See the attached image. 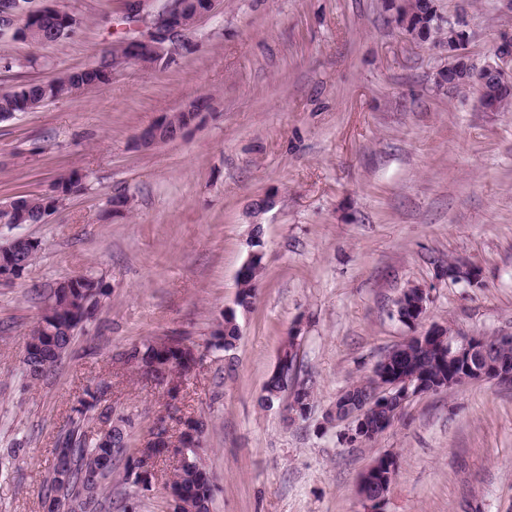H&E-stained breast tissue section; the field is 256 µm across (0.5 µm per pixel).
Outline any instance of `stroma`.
<instances>
[{"instance_id": "stroma-1", "label": "stroma", "mask_w": 512, "mask_h": 512, "mask_svg": "<svg viewBox=\"0 0 512 512\" xmlns=\"http://www.w3.org/2000/svg\"><path fill=\"white\" fill-rule=\"evenodd\" d=\"M481 69L507 0H434ZM77 21L59 43L0 35V92L92 64L115 37L124 0H58ZM393 0H218L161 69L131 63L82 94L0 121V203L52 193L59 174L87 188L39 224H0V246L26 235L32 264L0 285V512H42L52 448L85 391L125 417L127 458L157 417L204 424L211 512H363L358 483L399 459L384 512H512V388L473 382L409 401L375 441L348 446L326 415L411 335L392 317L400 293L428 289L425 325L512 334V112H485L479 88L448 85V47L394 22ZM207 102L183 138L144 150L138 132L182 103ZM259 217L264 270L229 352L211 332L233 305ZM132 207L112 212V198ZM478 266L448 280L449 258ZM90 274L108 295L39 381L24 342L60 281ZM300 326L298 380L315 383L306 416L258 399L289 329ZM200 354L178 398L122 362L157 336ZM124 461L106 497L129 512H171V458L130 496Z\"/></svg>"}]
</instances>
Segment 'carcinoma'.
<instances>
[{
	"label": "carcinoma",
	"instance_id": "1",
	"mask_svg": "<svg viewBox=\"0 0 512 512\" xmlns=\"http://www.w3.org/2000/svg\"><path fill=\"white\" fill-rule=\"evenodd\" d=\"M416 13L414 23L421 29H429L436 14L433 0H415ZM23 39L33 45H48L61 40L54 35V28L41 24L37 27L30 23L24 24ZM125 57L121 45L111 43L100 57L99 68L87 72L80 80L91 85L106 81L112 76V63L119 62ZM73 77L57 78L47 83L26 85V89L17 92L0 93V120H6L20 111L19 99H29L33 102L45 99H59L72 94ZM84 189L81 176L69 173L60 176L55 184L59 199ZM45 207V196L30 195L26 202V216L23 223L36 221L42 215ZM37 251L30 248L29 242L20 240L15 246L14 256L20 264V271H25L34 260ZM263 269H254L237 280V310L247 312L251 309L257 283ZM107 296L103 281L93 277H81L70 285L69 291H56L53 294L57 310V321L50 324L53 334L30 333L29 341H38L37 352L32 360H23L28 377L42 378L48 371L58 365L63 355L68 353L74 339L77 324L72 318L84 319L97 309L102 299ZM240 339L238 316H226L222 327L212 333V346L226 352L235 348ZM140 353V360L146 365L155 366L156 379L163 383L167 373L175 366L174 360L180 354L177 345L170 342V337L156 338L135 346ZM391 364L403 367L410 373L420 376H437L443 372L445 364L439 353L431 347L421 346L415 338L407 337L402 343L387 351ZM284 386L279 378L268 379L263 386L260 406L266 408L280 400ZM100 396L95 391H86L85 397L79 400V407L74 409L75 415L69 418L68 428L54 444L52 455L64 454L69 460L68 469L57 473L52 468L46 480V487L41 497V507L64 506L69 502L78 508V512H102L104 508H112V502L100 500V493L88 494L85 482L86 475L95 468H102V478L112 474V466L117 457L112 455V449L97 444L88 439L83 429L87 413L99 409ZM189 461L176 469L169 486L179 487L181 496L172 502L173 512H210V503L214 488L202 468L200 458L195 452L188 451Z\"/></svg>",
	"mask_w": 512,
	"mask_h": 512
}]
</instances>
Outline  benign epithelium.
Here are the masks:
<instances>
[{"label": "benign epithelium", "mask_w": 512, "mask_h": 512, "mask_svg": "<svg viewBox=\"0 0 512 512\" xmlns=\"http://www.w3.org/2000/svg\"><path fill=\"white\" fill-rule=\"evenodd\" d=\"M218 0H166V6L153 15L148 22L147 31L138 37L123 38L131 61L145 68L156 69L167 64L175 52L177 39L185 32L192 30L197 23L216 6ZM38 23L50 21L53 26L66 27L70 24V14L63 9L46 6L32 9L31 0H15L13 7L0 12V33L12 31L20 33L25 20ZM465 34L458 30L448 40V54L457 63L466 65V73L479 77L480 105L486 112H500L506 100L512 98V35L501 34L493 47L494 62L485 65L478 71L467 65L465 51ZM206 101L197 99L183 104L178 111L191 118L189 126L197 125L205 110ZM169 117L163 116L155 123L145 127L138 137L139 146L151 149L160 144L180 139L183 134L172 138L164 135L168 127ZM12 245L0 247V284L10 283L16 279L19 268L13 257L8 255ZM448 277L454 280H465L479 283L480 269L466 261H459L448 271ZM427 292L423 288L405 289L395 301L400 322L418 326L422 323L427 310ZM415 338L426 346L433 344L459 372L453 376H445L427 380L405 371L393 372L387 366V360H379L373 371L380 375V386L369 396L359 397L339 407H334L333 415L338 420L349 422L345 433L351 445L361 444L367 437L384 432L394 419H380L370 422L373 414L384 407H393L400 413L414 397L431 392L447 390L460 381H487L498 386H512V364L504 362L489 352V340L479 334H461L445 327L432 325L417 332ZM169 417L156 419L148 442L158 449L157 457L173 455L180 459H188V450L201 452L204 427L201 423L183 426L184 435L175 445L168 440ZM397 467L395 457L389 458L386 467L373 463L360 477L359 487L363 488L360 496L368 505L370 512H380L384 502L391 470Z\"/></svg>", "instance_id": "7a95c632"}]
</instances>
